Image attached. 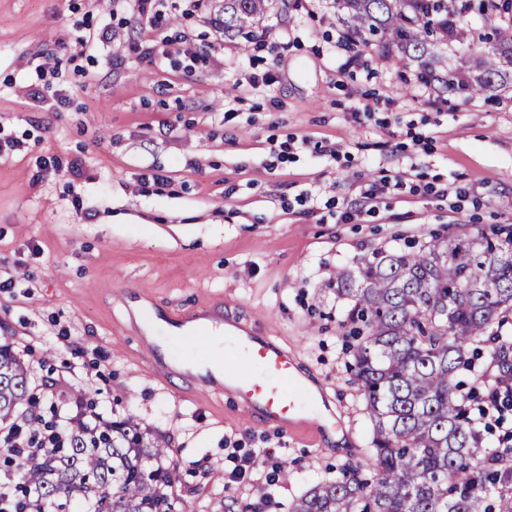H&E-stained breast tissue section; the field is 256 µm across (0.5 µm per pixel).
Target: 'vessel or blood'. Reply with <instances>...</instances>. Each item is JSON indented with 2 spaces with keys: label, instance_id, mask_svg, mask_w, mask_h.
Returning a JSON list of instances; mask_svg holds the SVG:
<instances>
[{
  "label": "vessel or blood",
  "instance_id": "b4317fda",
  "mask_svg": "<svg viewBox=\"0 0 512 512\" xmlns=\"http://www.w3.org/2000/svg\"><path fill=\"white\" fill-rule=\"evenodd\" d=\"M129 327L152 373L178 379L183 392L207 388L256 424L280 429L313 419L324 441L336 432L323 383L303 371L287 347L265 336L260 325L241 321L217 304L182 316L155 305L137 306ZM234 367H227V360Z\"/></svg>",
  "mask_w": 512,
  "mask_h": 512
}]
</instances>
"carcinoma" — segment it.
<instances>
[{
    "instance_id": "cac0c4a2",
    "label": "carcinoma",
    "mask_w": 512,
    "mask_h": 512,
    "mask_svg": "<svg viewBox=\"0 0 512 512\" xmlns=\"http://www.w3.org/2000/svg\"><path fill=\"white\" fill-rule=\"evenodd\" d=\"M265 0H221L224 37H253ZM358 43L374 42L380 59L415 63L420 77L469 96L512 85V0H334ZM495 26V40L465 30L472 8ZM458 43L478 54L472 66L447 70L435 45ZM350 298L351 371L372 424L371 475L354 468L311 486L288 512H512V447L481 452L476 391L455 374L487 353L509 350L512 230L464 224L442 241L377 251L341 280ZM90 418L29 464L17 446L16 420L40 436L58 417L35 411L28 367L0 343V508L13 512H207L169 492V443L127 414L107 420L84 393L72 394Z\"/></svg>"
}]
</instances>
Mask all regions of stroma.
<instances>
[{"label":"stroma","instance_id":"stroma-1","mask_svg":"<svg viewBox=\"0 0 512 512\" xmlns=\"http://www.w3.org/2000/svg\"><path fill=\"white\" fill-rule=\"evenodd\" d=\"M177 3L153 30L126 0H0V140L18 144L0 156V276L17 279L0 290V341L42 408L78 417L67 398L83 389L104 418L131 413L163 435L175 495L287 512L341 468L370 472L340 279L451 225L512 227V89L442 93L371 46L350 66L333 0H268L249 41L217 31L209 0ZM100 33L92 49L76 43ZM163 37L155 60L130 48ZM44 63L58 73L41 88ZM398 172L414 190L357 211L364 184ZM123 289L260 320L326 384L346 443L246 422L214 393L155 379ZM253 453L262 477L234 479Z\"/></svg>","mask_w":512,"mask_h":512}]
</instances>
